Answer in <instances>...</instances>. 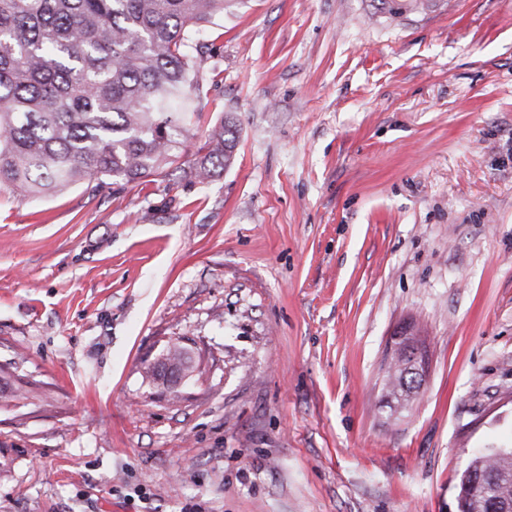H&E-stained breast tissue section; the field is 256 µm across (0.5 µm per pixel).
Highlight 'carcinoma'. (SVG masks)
<instances>
[{
	"mask_svg": "<svg viewBox=\"0 0 512 512\" xmlns=\"http://www.w3.org/2000/svg\"><path fill=\"white\" fill-rule=\"evenodd\" d=\"M243 0H0V186L56 195L81 181H140L187 156L202 89L201 28ZM393 18L431 0H378ZM236 125L213 126L190 161L204 181L230 166ZM406 349L384 384L406 406L420 388ZM484 483L468 488L472 475ZM463 512H512V448L479 453L460 479Z\"/></svg>",
	"mask_w": 512,
	"mask_h": 512,
	"instance_id": "obj_1",
	"label": "carcinoma"
}]
</instances>
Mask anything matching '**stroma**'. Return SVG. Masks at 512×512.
<instances>
[{
  "instance_id": "35a3bbf8",
  "label": "stroma",
  "mask_w": 512,
  "mask_h": 512,
  "mask_svg": "<svg viewBox=\"0 0 512 512\" xmlns=\"http://www.w3.org/2000/svg\"><path fill=\"white\" fill-rule=\"evenodd\" d=\"M200 63L219 175L0 186V512H458L512 447V0H248ZM380 12L393 18H402L410 13L425 12L431 6V0H377ZM238 138L236 125L231 121H220L213 126L203 146L189 161L192 174L199 180L210 179L218 169L223 170L233 162V153ZM405 333L408 336H402L401 338H408V343L415 345L418 348V350L415 351V356L412 358V362L410 363L412 368L409 369L410 372L407 371L406 365L410 359L407 356L406 349L401 348L398 351V364L392 373H388L387 380L383 388V390L386 391V396L400 407H405L412 396L416 394L420 388V383L415 382L412 373L421 380L422 384L426 366L425 355L418 346L417 336H415L412 331H406ZM411 333H413V336H410Z\"/></svg>"
}]
</instances>
